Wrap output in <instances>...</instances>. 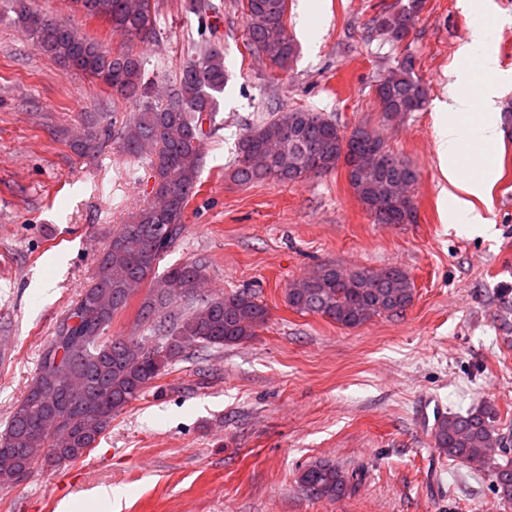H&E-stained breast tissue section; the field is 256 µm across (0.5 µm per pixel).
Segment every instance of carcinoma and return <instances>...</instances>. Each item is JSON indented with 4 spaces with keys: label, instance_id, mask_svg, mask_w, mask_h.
I'll return each instance as SVG.
<instances>
[{
    "label": "carcinoma",
    "instance_id": "1",
    "mask_svg": "<svg viewBox=\"0 0 512 512\" xmlns=\"http://www.w3.org/2000/svg\"><path fill=\"white\" fill-rule=\"evenodd\" d=\"M15 22L28 32L36 48L67 69L76 70L131 99L137 111L117 132L123 149L153 157L157 191L153 201L121 225L98 256L90 283L82 289L42 350L26 395L15 405L0 433V487L16 483L39 465L74 462L97 447L112 420L183 357L190 344L220 349L256 335L268 320L267 308L249 291H234L199 299L191 312H169L176 296L196 297L208 279L207 266L187 260L158 273L159 263L184 231L185 211L198 192L201 146L214 131L218 111L215 94L224 90L222 49L201 51L181 70L166 98L153 97L145 80V65L131 49L108 52L93 39L50 19L32 0H3ZM89 17L109 22L112 31L148 40L157 36L153 0H75ZM423 0H407L397 9L385 6L369 23L370 35L399 45L410 35ZM246 43L280 70L286 71L298 48L286 27L288 0H241ZM379 106L378 127L391 113L422 110L427 90L415 76L411 57L382 76L374 88ZM112 136L111 124L88 127L77 149L94 150ZM337 121L323 112L294 108L249 129L238 142L232 177L241 185L264 181L293 183L325 175L337 168L343 150L368 158L372 175L349 185L376 224H413L414 198L395 199L382 208L379 197L395 182L415 183L418 174L382 137L363 124L343 144ZM346 270L325 265L289 283L288 306L300 314L318 315L345 328H356L375 317L406 310L414 283L399 267L369 288L360 283L370 270ZM148 286L137 322L147 336H111L104 331L115 314L127 307L130 282ZM434 448L470 469L486 472L495 493L512 502V435L500 427L493 402L465 413L450 412L432 427ZM361 476L347 473L330 461L303 470L302 490L315 499H337L355 490Z\"/></svg>",
    "mask_w": 512,
    "mask_h": 512
}]
</instances>
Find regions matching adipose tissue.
Returning <instances> with one entry per match:
<instances>
[{"mask_svg":"<svg viewBox=\"0 0 512 512\" xmlns=\"http://www.w3.org/2000/svg\"><path fill=\"white\" fill-rule=\"evenodd\" d=\"M459 64H470V72L457 67L448 73V99L438 105L443 118L436 126L441 171L453 192L448 196V221L452 224H483L486 216L472 200L483 196L494 172L484 158H474L476 171L464 176V143L494 147L502 135L498 121L499 60L490 48L487 25L476 24L469 39L456 53Z\"/></svg>","mask_w":512,"mask_h":512,"instance_id":"ef3b65f1","label":"adipose tissue"}]
</instances>
